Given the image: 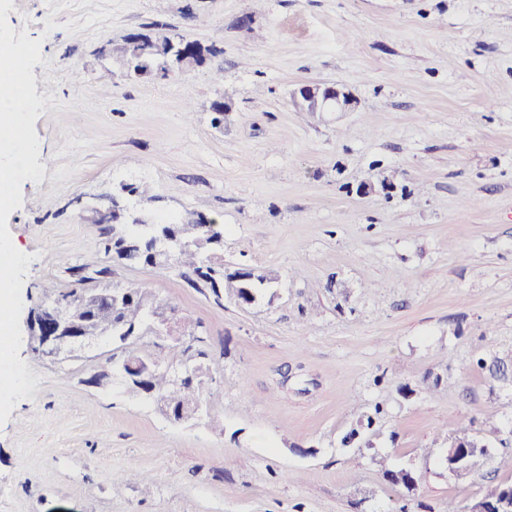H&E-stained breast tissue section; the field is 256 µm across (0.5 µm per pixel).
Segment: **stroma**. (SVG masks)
Masks as SVG:
<instances>
[{
    "label": "stroma",
    "mask_w": 512,
    "mask_h": 512,
    "mask_svg": "<svg viewBox=\"0 0 512 512\" xmlns=\"http://www.w3.org/2000/svg\"><path fill=\"white\" fill-rule=\"evenodd\" d=\"M7 17L42 42L44 172L8 217L32 257L34 385L0 424V512H446L512 482V0H12ZM135 33L208 55L130 80L108 46ZM310 82L354 108L298 111ZM139 183L153 197L130 208L213 218L226 266L277 277L244 306L172 264L114 265L203 323L202 422L92 384L112 345L57 363L31 335L46 296L75 288L67 265L104 262L96 208ZM460 421L488 455L456 478Z\"/></svg>",
    "instance_id": "1"
}]
</instances>
